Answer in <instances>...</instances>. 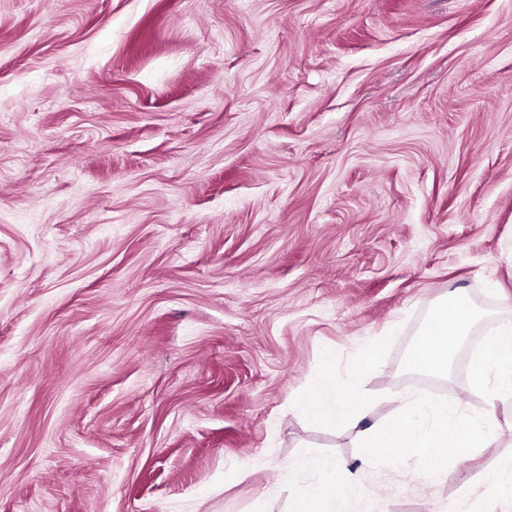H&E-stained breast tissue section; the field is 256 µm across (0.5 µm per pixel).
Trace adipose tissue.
<instances>
[{"mask_svg":"<svg viewBox=\"0 0 512 512\" xmlns=\"http://www.w3.org/2000/svg\"><path fill=\"white\" fill-rule=\"evenodd\" d=\"M471 324V312L464 302L450 298L434 307L431 319L415 342L409 356L410 365L418 370L444 373L462 336ZM338 380L333 354H325L321 371L312 379L307 391L300 395L294 409L311 421L329 426L358 425L364 418L366 400L351 397L347 401L337 398ZM313 469L334 473L329 484H310L293 501L291 512H345L351 499L369 501L368 492L346 474L342 465L331 460L305 457L292 463L290 473ZM512 507V458L498 461V477L491 485L471 481L464 486L458 498L447 506V512H488L496 505Z\"/></svg>","mask_w":512,"mask_h":512,"instance_id":"ef3b65f1","label":"adipose tissue"}]
</instances>
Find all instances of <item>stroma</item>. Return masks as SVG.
Returning <instances> with one entry per match:
<instances>
[{
  "label": "stroma",
  "mask_w": 512,
  "mask_h": 512,
  "mask_svg": "<svg viewBox=\"0 0 512 512\" xmlns=\"http://www.w3.org/2000/svg\"><path fill=\"white\" fill-rule=\"evenodd\" d=\"M453 291L476 318L417 371ZM505 321L512 0H0V512H289L305 455L441 512L512 457V398L443 480L291 402L330 351L366 423L480 412ZM471 324V311L464 302L450 298L439 303L415 342L409 364L418 370L447 373L448 361Z\"/></svg>",
  "instance_id": "stroma-1"
}]
</instances>
